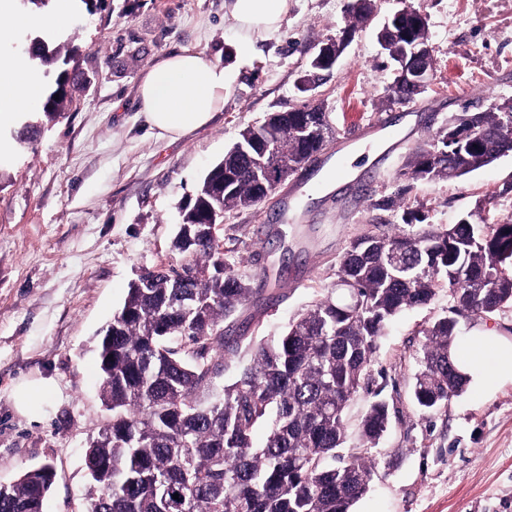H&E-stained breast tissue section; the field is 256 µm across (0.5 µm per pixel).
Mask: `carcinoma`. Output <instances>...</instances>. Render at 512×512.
I'll use <instances>...</instances> for the list:
<instances>
[{
	"instance_id": "carcinoma-1",
	"label": "carcinoma",
	"mask_w": 512,
	"mask_h": 512,
	"mask_svg": "<svg viewBox=\"0 0 512 512\" xmlns=\"http://www.w3.org/2000/svg\"><path fill=\"white\" fill-rule=\"evenodd\" d=\"M372 0H353L350 24L366 26ZM382 30L389 58L411 39L429 42L428 27L411 15ZM27 53L42 66L70 61V49L35 36ZM61 71L42 107L47 117L66 106ZM59 99H54V95ZM302 104L267 114L246 129L204 176L182 209L173 248L178 267H159L131 282L96 350L100 398L112 417L85 453L90 489L85 512H352L375 473L372 450L390 428L389 404L371 403L348 458L347 409L369 386L371 363L387 326L402 311L429 304L448 290V309L423 329L413 398L433 410L463 392L467 379L449 350L455 316H485L512 308V220L474 224L423 223L406 209L400 224L375 223L350 240L336 263L361 306L351 308L336 287L325 288L288 325L247 344L225 341L224 321L260 288L224 259L220 238L205 221L257 208L276 186L254 175L255 144L278 142L275 161L297 172L334 134L329 113ZM468 132L448 144L440 127L398 172L409 181L458 179L512 153V101L448 120ZM236 380L224 384V374ZM266 429L257 446L253 434ZM55 473L49 465L0 484V512H43ZM179 498H173L174 494Z\"/></svg>"
}]
</instances>
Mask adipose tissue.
<instances>
[{
	"label": "adipose tissue",
	"mask_w": 512,
	"mask_h": 512,
	"mask_svg": "<svg viewBox=\"0 0 512 512\" xmlns=\"http://www.w3.org/2000/svg\"><path fill=\"white\" fill-rule=\"evenodd\" d=\"M288 12V0H231L230 15L242 42L277 32ZM72 0H57L47 17L14 16L11 25H0V44L16 30L50 28L61 31L72 22ZM222 63L204 53L184 50L147 67L139 94L151 135L181 138L205 127L224 106L226 87ZM41 69L16 56H0V153L9 151L10 130L20 128L21 115L43 101ZM456 368L480 392L503 381H512V341L491 331L462 337L453 349Z\"/></svg>",
	"instance_id": "adipose-tissue-1"
}]
</instances>
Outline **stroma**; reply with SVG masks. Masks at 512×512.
Segmentation results:
<instances>
[{
	"label": "stroma",
	"instance_id": "obj_1",
	"mask_svg": "<svg viewBox=\"0 0 512 512\" xmlns=\"http://www.w3.org/2000/svg\"><path fill=\"white\" fill-rule=\"evenodd\" d=\"M229 0H105L56 34L68 44V106L56 119L29 113L37 132L0 159V483L52 465L44 512H80L90 439L109 418L93 351L143 268L179 264L172 240L179 208L240 132L271 112L304 103L298 81L319 44L348 20L349 0H289L281 29L243 46ZM372 28L350 42L314 96L338 141L358 140L382 120L397 137L373 160L323 182L334 164L288 178L259 208L232 214L221 238L261 307L226 320L231 335L281 330L311 296L336 280V261L367 225L397 223L401 207L430 224H454L489 202L488 220L512 219V155L453 181L398 180L409 154L452 115L512 99V0H415L428 18L432 80L420 98L431 110L391 103L392 80L377 29L401 7L375 0ZM223 63L224 106L210 124L170 140L147 132L138 84L153 62L183 49ZM301 214L281 221V194ZM393 198L394 206L381 202ZM448 314V294L401 313L379 342L373 381L348 411V435L377 398L391 427L374 453L371 488L353 512H512V383L490 393L466 388L438 410L411 397L422 331ZM46 379L53 395L38 420L22 414L14 389Z\"/></svg>",
	"mask_w": 512,
	"mask_h": 512
}]
</instances>
